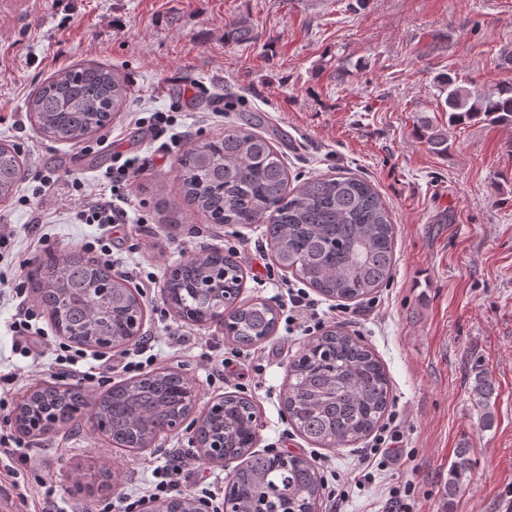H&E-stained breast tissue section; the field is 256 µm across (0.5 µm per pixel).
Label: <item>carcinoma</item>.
Wrapping results in <instances>:
<instances>
[{"label":"carcinoma","instance_id":"obj_1","mask_svg":"<svg viewBox=\"0 0 512 512\" xmlns=\"http://www.w3.org/2000/svg\"><path fill=\"white\" fill-rule=\"evenodd\" d=\"M224 39H254L247 20L224 24ZM444 106L448 122L484 117L512 124V82L471 90L447 75ZM130 100L125 79L99 65L58 71L28 101L38 128L58 142L77 145L112 124ZM416 134L439 155L448 154V135L424 117ZM177 176L185 201L212 224H260L275 261L321 295L363 300L387 284L394 268L393 222L385 201L365 179L342 174L309 178L290 186L288 168L271 141L248 127L224 132L183 152ZM24 177L16 150L0 143V201ZM240 264L209 249L170 266L164 275L165 299L185 321L217 323L241 345L266 341L276 331L277 311L255 300L238 301L243 286ZM27 284L55 332L85 347L102 342L120 346L127 325L143 314L141 295L128 280L112 275L82 249L34 266ZM494 382L485 371L474 376L471 394L478 425L493 426ZM192 382L177 372H154L112 386L89 399L78 386L43 384L16 403L14 422L27 436L43 433L54 419L60 429L79 428L86 411L105 424V436L127 452L150 447L167 422L193 407ZM390 404V381L374 352L336 324L306 341L288 366L283 405L297 431L320 448L341 451L369 436ZM256 416L251 402L224 395V410L208 413L196 428L202 448L224 444V456L244 463L229 476L228 493L238 512L275 508L277 512H317L321 478L316 465L295 455L283 467L275 457L253 450ZM472 465L471 449L459 448L448 468V496L461 489Z\"/></svg>","mask_w":512,"mask_h":512}]
</instances>
